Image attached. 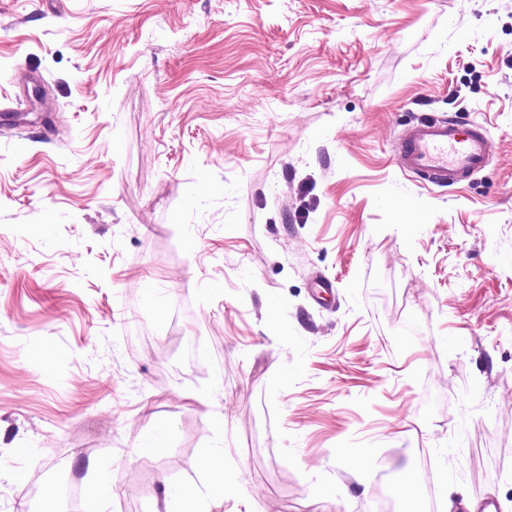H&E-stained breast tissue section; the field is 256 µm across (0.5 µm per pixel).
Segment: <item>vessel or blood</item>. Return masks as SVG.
Returning <instances> with one entry per match:
<instances>
[{
    "label": "vessel or blood",
    "mask_w": 512,
    "mask_h": 512,
    "mask_svg": "<svg viewBox=\"0 0 512 512\" xmlns=\"http://www.w3.org/2000/svg\"><path fill=\"white\" fill-rule=\"evenodd\" d=\"M492 151V138L482 125L465 128L450 117L428 116L399 137L396 160L401 170L450 187L481 171Z\"/></svg>",
    "instance_id": "obj_1"
}]
</instances>
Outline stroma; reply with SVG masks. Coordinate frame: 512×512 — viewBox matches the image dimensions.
Listing matches in <instances>:
<instances>
[{
    "label": "stroma",
    "instance_id": "1",
    "mask_svg": "<svg viewBox=\"0 0 512 512\" xmlns=\"http://www.w3.org/2000/svg\"><path fill=\"white\" fill-rule=\"evenodd\" d=\"M423 113L486 168L405 175ZM499 407L512 0H0V512L56 459L109 512H369L364 457L512 512ZM492 151V138L482 125L463 128L452 117L428 116L402 133L395 155L401 170L450 187L481 171Z\"/></svg>",
    "mask_w": 512,
    "mask_h": 512
}]
</instances>
